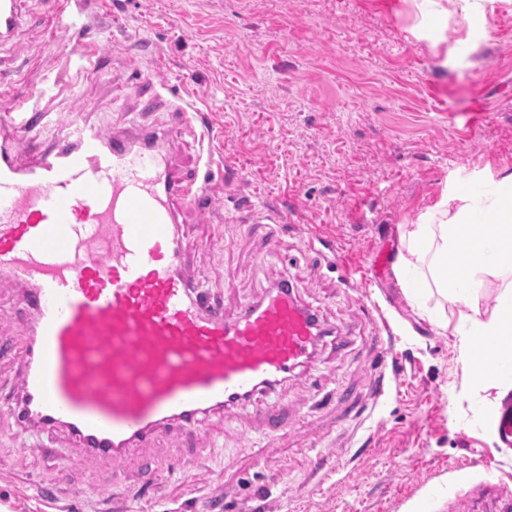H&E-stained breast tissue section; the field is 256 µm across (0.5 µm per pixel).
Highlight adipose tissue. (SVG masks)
Returning a JSON list of instances; mask_svg holds the SVG:
<instances>
[{
	"label": "adipose tissue",
	"instance_id": "obj_1",
	"mask_svg": "<svg viewBox=\"0 0 512 512\" xmlns=\"http://www.w3.org/2000/svg\"><path fill=\"white\" fill-rule=\"evenodd\" d=\"M407 299L447 327L446 305L467 304L466 347L483 346L493 360L480 374L484 390L512 387V174L473 183L443 200L403 236L393 265ZM500 288L492 309L479 297L490 281ZM441 306L430 307L432 297Z\"/></svg>",
	"mask_w": 512,
	"mask_h": 512
}]
</instances>
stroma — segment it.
Wrapping results in <instances>:
<instances>
[{
  "label": "stroma",
  "mask_w": 512,
  "mask_h": 512,
  "mask_svg": "<svg viewBox=\"0 0 512 512\" xmlns=\"http://www.w3.org/2000/svg\"><path fill=\"white\" fill-rule=\"evenodd\" d=\"M452 3L77 0L50 42L39 0H22L0 80L26 95L17 68L36 61L47 118L33 147L69 145L75 123L157 134L212 199L181 212L184 271L229 318L288 280L328 335L255 403L206 416L193 443L164 423L117 460L65 427L21 428L0 405V512H498L512 499V441L463 370L466 307H448L439 328L380 264L444 196L512 173V0H490L485 28L452 14L437 30ZM88 47L104 60L93 76ZM153 87L160 98L142 110ZM181 100L204 123L183 124ZM270 209L282 217L271 231L251 223ZM24 295L0 277V336L14 345L0 395L17 396L27 365ZM274 411L288 417L277 432ZM106 487L111 498L90 497Z\"/></svg>",
  "instance_id": "stroma-1"
}]
</instances>
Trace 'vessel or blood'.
Segmentation results:
<instances>
[{
  "label": "vessel or blood",
  "instance_id": "vessel-or-blood-1",
  "mask_svg": "<svg viewBox=\"0 0 512 512\" xmlns=\"http://www.w3.org/2000/svg\"><path fill=\"white\" fill-rule=\"evenodd\" d=\"M18 22V0H0V39ZM14 110L17 122H0V273L28 285L38 316L22 424L65 423L83 447L120 458L167 421L193 435L203 415L310 360L320 330L293 286L228 320L185 274L176 224L206 202L203 183L151 140L135 149L80 125L20 169L23 134L45 116L28 96Z\"/></svg>",
  "mask_w": 512,
  "mask_h": 512
}]
</instances>
